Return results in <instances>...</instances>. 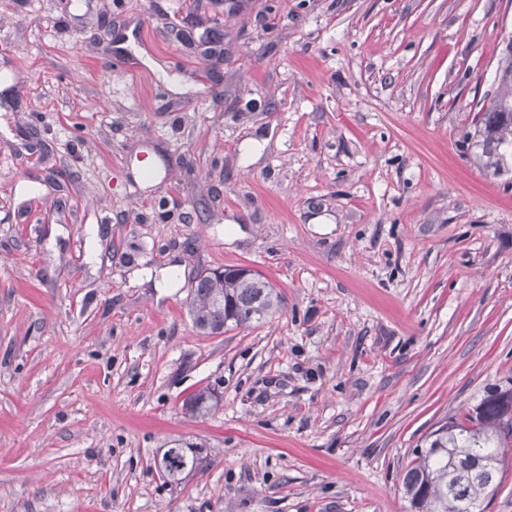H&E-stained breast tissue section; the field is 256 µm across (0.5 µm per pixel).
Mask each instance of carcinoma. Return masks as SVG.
I'll return each instance as SVG.
<instances>
[{"label":"carcinoma","instance_id":"obj_1","mask_svg":"<svg viewBox=\"0 0 512 512\" xmlns=\"http://www.w3.org/2000/svg\"><path fill=\"white\" fill-rule=\"evenodd\" d=\"M496 77L501 93L490 106L476 114L474 138L497 167L512 147V40L501 50ZM281 302L275 287L260 273L244 267L215 270L200 277L190 303L195 326L221 333L228 326L258 324ZM494 389L482 400L485 410L469 412L439 425L427 436L426 446L415 451L412 466L402 479L411 512H476L480 500L496 490L504 475L500 449L512 443V423L494 425L497 413ZM219 402L216 388L204 387L185 400L191 415H206ZM206 448L202 444L174 442L162 454L161 470L171 482L185 471L200 468Z\"/></svg>","mask_w":512,"mask_h":512}]
</instances>
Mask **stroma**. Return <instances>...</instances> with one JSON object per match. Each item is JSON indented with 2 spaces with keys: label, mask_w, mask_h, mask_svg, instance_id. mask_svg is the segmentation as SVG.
I'll return each instance as SVG.
<instances>
[{
  "label": "stroma",
  "mask_w": 512,
  "mask_h": 512,
  "mask_svg": "<svg viewBox=\"0 0 512 512\" xmlns=\"http://www.w3.org/2000/svg\"><path fill=\"white\" fill-rule=\"evenodd\" d=\"M510 34L512 0H0V512H408L416 446L512 388V156L470 137ZM239 266L280 309L200 332ZM219 402L216 388L204 387L194 392L185 400V410L191 415H206L213 410ZM205 451L203 444L175 441L171 448L163 452L161 460L167 463L160 468L170 482L178 483L186 470L190 473L200 468L203 460L208 457L207 451L203 456Z\"/></svg>",
  "instance_id": "1"
}]
</instances>
